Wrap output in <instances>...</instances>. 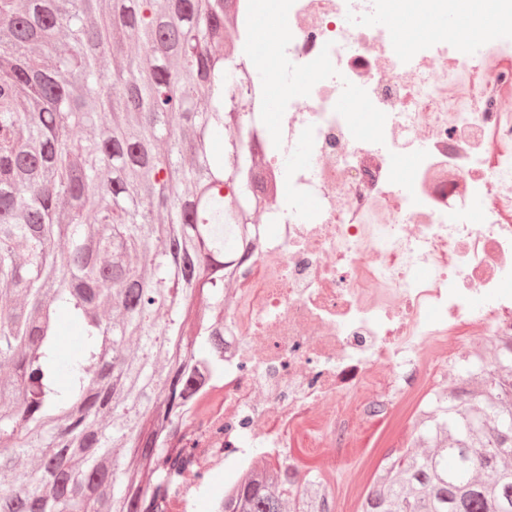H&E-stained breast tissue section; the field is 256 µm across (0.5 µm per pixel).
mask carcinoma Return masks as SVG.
Here are the masks:
<instances>
[{"label":"carcinoma","mask_w":512,"mask_h":512,"mask_svg":"<svg viewBox=\"0 0 512 512\" xmlns=\"http://www.w3.org/2000/svg\"><path fill=\"white\" fill-rule=\"evenodd\" d=\"M230 2L0 0V512H168L186 482L193 400L224 373L213 324L255 237ZM459 366L483 390L436 398L359 512H512V367L490 386L479 358ZM224 512L336 498L285 459Z\"/></svg>","instance_id":"1"}]
</instances>
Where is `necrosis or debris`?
I'll list each match as a JSON object with an SVG mask.
<instances>
[{"label":"necrosis or debris","instance_id":"obj_1","mask_svg":"<svg viewBox=\"0 0 512 512\" xmlns=\"http://www.w3.org/2000/svg\"><path fill=\"white\" fill-rule=\"evenodd\" d=\"M479 2L239 0L256 244L191 430L220 499L307 428L318 452L420 409L472 353L457 328L492 354L512 336V0L497 28L440 24Z\"/></svg>","mask_w":512,"mask_h":512}]
</instances>
